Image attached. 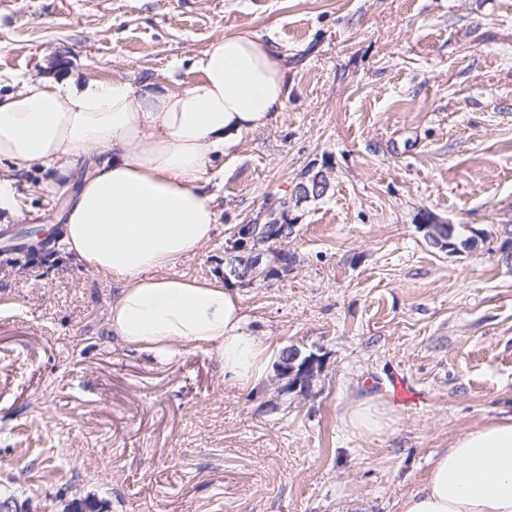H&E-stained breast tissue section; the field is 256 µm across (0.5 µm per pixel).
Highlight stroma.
Masks as SVG:
<instances>
[{
    "label": "stroma",
    "instance_id": "35a3bbf8",
    "mask_svg": "<svg viewBox=\"0 0 512 512\" xmlns=\"http://www.w3.org/2000/svg\"><path fill=\"white\" fill-rule=\"evenodd\" d=\"M247 32L288 66L281 112L224 158L218 231L174 272L215 278L239 225L290 201L289 267L224 279L247 332L321 356L308 397L226 386L214 353L112 337L115 288L66 254L76 181L0 164L49 240L0 267V496L62 512H399L461 432L512 416V0H0V92L51 74L173 91ZM323 196L293 203L314 173ZM478 232L434 248L425 213ZM369 397L380 436L344 415ZM345 423L361 435H382L392 429L393 419L388 410L370 398L356 400L344 417Z\"/></svg>",
    "mask_w": 512,
    "mask_h": 512
}]
</instances>
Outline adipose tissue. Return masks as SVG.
<instances>
[{
    "label": "adipose tissue",
    "mask_w": 512,
    "mask_h": 512,
    "mask_svg": "<svg viewBox=\"0 0 512 512\" xmlns=\"http://www.w3.org/2000/svg\"><path fill=\"white\" fill-rule=\"evenodd\" d=\"M198 67L200 80L178 91L119 77L28 80L0 95V162L61 177L89 163L60 215L63 242L115 286L113 335L161 359L182 345L205 348L225 384L252 389L266 380L276 345L245 331L240 298L223 283L173 267L212 240L217 164L282 108L288 68L267 43L242 33L212 38ZM344 420L366 436L393 426L368 398ZM401 512H512V417L456 436Z\"/></svg>",
    "instance_id": "1"
}]
</instances>
